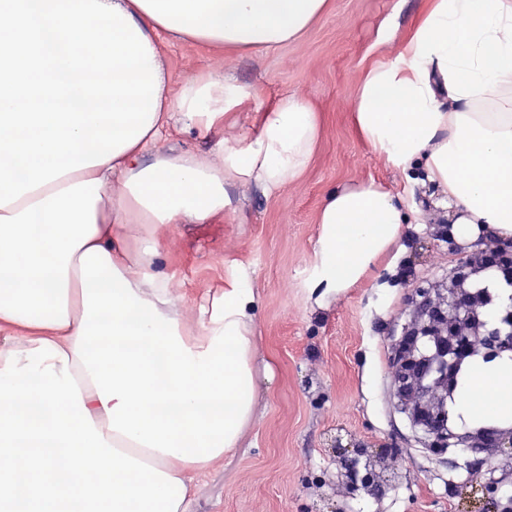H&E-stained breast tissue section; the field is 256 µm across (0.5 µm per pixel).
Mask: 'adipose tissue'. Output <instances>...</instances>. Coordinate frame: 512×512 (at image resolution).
Returning <instances> with one entry per match:
<instances>
[{
  "label": "adipose tissue",
  "mask_w": 512,
  "mask_h": 512,
  "mask_svg": "<svg viewBox=\"0 0 512 512\" xmlns=\"http://www.w3.org/2000/svg\"><path fill=\"white\" fill-rule=\"evenodd\" d=\"M327 0H0V512H189L199 476L254 420L255 297L242 279L183 312L151 272L165 230L206 224L241 187L300 179L322 119L294 91L237 134L247 92L223 70L169 88L158 32L263 53ZM353 128L426 189L455 238H512V0H422L395 60L365 68ZM222 131L170 155L164 131ZM375 181L318 214L316 303L366 280L400 238ZM140 225V247L127 240ZM512 417V359L462 390Z\"/></svg>",
  "instance_id": "obj_1"
}]
</instances>
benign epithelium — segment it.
<instances>
[{
	"instance_id": "benign-epithelium-1",
	"label": "benign epithelium",
	"mask_w": 512,
	"mask_h": 512,
	"mask_svg": "<svg viewBox=\"0 0 512 512\" xmlns=\"http://www.w3.org/2000/svg\"><path fill=\"white\" fill-rule=\"evenodd\" d=\"M436 237L448 244L454 261L443 280L413 285V316L392 337L388 351L394 404L432 453L458 449L474 455L466 466L486 474L483 498L495 512H512V500L502 497L512 469L496 477L491 463L498 452L512 460V423L466 425L454 414L459 381L472 361L512 358V295L491 317L487 308L495 296L483 281L493 270L512 287V240L482 236L465 250L448 224ZM344 469L352 492L373 494L381 487L382 476L365 448L344 459Z\"/></svg>"
}]
</instances>
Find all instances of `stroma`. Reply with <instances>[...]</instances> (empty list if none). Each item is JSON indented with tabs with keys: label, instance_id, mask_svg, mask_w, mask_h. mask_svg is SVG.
Segmentation results:
<instances>
[{
	"label": "stroma",
	"instance_id": "obj_1",
	"mask_svg": "<svg viewBox=\"0 0 512 512\" xmlns=\"http://www.w3.org/2000/svg\"><path fill=\"white\" fill-rule=\"evenodd\" d=\"M419 0H329L298 41L268 54L220 53L202 44L161 41L171 87L194 70L219 68L247 87L239 133L281 95L305 93L321 113L318 146L306 173L272 198L251 189L232 196L224 215L168 231L154 271L175 285L184 309L245 269L256 298L255 421L240 448L198 480L191 512H483L479 484L463 453L423 448L393 404L387 344L412 314L413 279L448 271L439 216L408 224L371 278L324 306L309 302L319 209L329 191L375 180L406 206L421 200L397 169L380 161L350 120L361 72L394 59ZM384 451V483L374 495L349 494L343 459L332 450Z\"/></svg>",
	"mask_w": 512,
	"mask_h": 512
}]
</instances>
